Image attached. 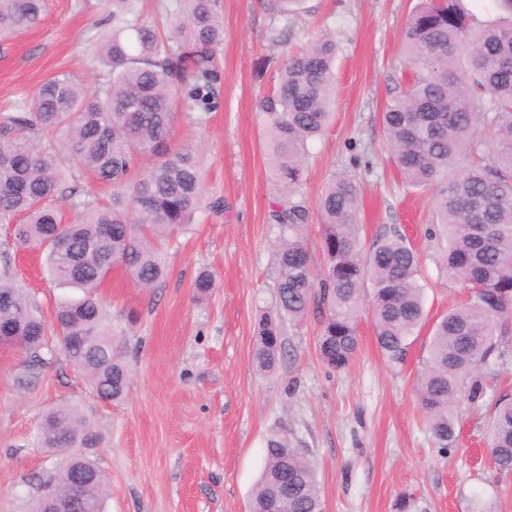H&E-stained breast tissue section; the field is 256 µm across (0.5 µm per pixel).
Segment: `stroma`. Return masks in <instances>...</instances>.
Instances as JSON below:
<instances>
[{
    "label": "stroma",
    "instance_id": "obj_1",
    "mask_svg": "<svg viewBox=\"0 0 512 512\" xmlns=\"http://www.w3.org/2000/svg\"><path fill=\"white\" fill-rule=\"evenodd\" d=\"M417 2L303 0L287 42L274 43L264 0H215L224 21L221 105L203 124L179 114L173 141L202 151L204 190L224 210L201 214L193 233L166 245L169 275L159 288H137L119 267L104 280L100 296L113 323L124 325L131 309L139 315L125 337L133 372L124 401L93 398L57 349L46 354L39 381L22 385L25 354L0 349V512H25L35 476L61 465V454L39 447L37 427L46 408L62 403L79 405L101 435L92 455L110 484L106 512H247L267 431L283 419L317 463L324 512H393L405 492L415 512H512V474H497L486 454L487 401L462 404L456 447L444 454L415 396L431 323L466 296L439 282L437 244L427 235L432 192L404 189L387 160L381 113L405 81L402 33ZM111 28L105 0H48L39 27L0 42V113L64 71L96 87L106 74L96 40ZM317 30L339 47L335 117L309 148L299 193L316 205L333 175L354 172L366 242L399 233L420 255L429 323L404 360L391 363L363 314L358 351L336 371L318 356L316 321L287 323L284 359L263 373L252 360L254 326L275 304L281 232L270 220L277 193L257 101L276 89L283 56ZM5 255L44 314L75 297L47 276L39 251L17 247L7 225ZM203 268L217 286L199 301L192 283Z\"/></svg>",
    "mask_w": 512,
    "mask_h": 512
}]
</instances>
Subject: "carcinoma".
Instances as JSON below:
<instances>
[{"mask_svg":"<svg viewBox=\"0 0 512 512\" xmlns=\"http://www.w3.org/2000/svg\"><path fill=\"white\" fill-rule=\"evenodd\" d=\"M275 19L288 21L300 0H266ZM498 19L476 23L465 0H420L402 35L411 77L385 105L382 123L390 161L409 190L434 191L444 281L475 293L434 324L417 379L424 422L437 447L456 444L457 408L474 404L497 383L512 318V0H492ZM112 31L99 47L108 79L88 91L62 72L45 80L17 112L0 116V224H17V243L45 254L48 275L81 292L46 318L15 280L0 269V346L28 355L37 379L51 336L97 399L112 404L129 391L125 332L112 326L98 288L119 266L139 288L167 276L163 247L197 223L198 214L224 210L206 200L197 152L173 143L178 110L198 123L219 106L217 48L224 23L214 0H177L168 35L143 16L139 0H107ZM45 0H0V39L38 26ZM333 36L319 32L279 65L275 91L259 98L273 176L281 191L270 219L285 236L278 251L277 305L256 326L253 360L275 371L284 356L283 319L319 324L316 348L331 370L355 356L358 323L369 311L375 339L388 361L403 360L424 322L419 255L400 234L365 247L361 188L355 176L333 177L317 201L318 250L303 228L311 218L298 195L308 146L329 127L333 112ZM145 167H140L142 159ZM86 172L112 188L104 204L67 180ZM78 210L69 223L56 201ZM213 274L198 272L193 288L208 296ZM20 336L23 343L9 340ZM496 469L512 472V393L499 394L487 423ZM101 441L94 423L72 404L41 416L38 443L65 453L48 479L68 491L74 467L94 470L84 512H104L108 478L88 449ZM286 420L266 438V465L249 512H322L316 464Z\"/></svg>","mask_w":512,"mask_h":512,"instance_id":"carcinoma-1","label":"carcinoma"}]
</instances>
